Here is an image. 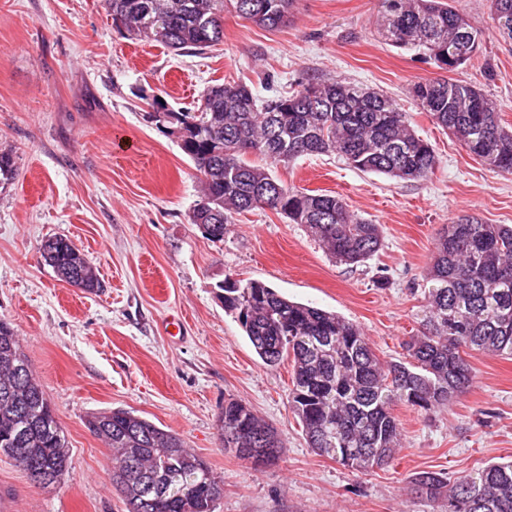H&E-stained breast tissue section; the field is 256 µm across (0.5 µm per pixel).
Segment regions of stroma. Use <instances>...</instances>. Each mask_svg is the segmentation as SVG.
Listing matches in <instances>:
<instances>
[{
  "instance_id": "35a3bbf8",
  "label": "stroma",
  "mask_w": 512,
  "mask_h": 512,
  "mask_svg": "<svg viewBox=\"0 0 512 512\" xmlns=\"http://www.w3.org/2000/svg\"><path fill=\"white\" fill-rule=\"evenodd\" d=\"M481 31L454 79L481 88L512 125V42L493 28L491 0H452ZM382 0H298L291 24L267 29L228 13L224 40L178 55L128 39L103 0H0V321L11 324L70 446L64 484L42 487L0 454V488L21 512H126L112 486V451L85 426L124 408L178 433L224 481L215 512H436L413 490L422 471L457 476L512 460V360L475 351L472 382L428 413L400 403L401 448L357 472L309 448L288 410L292 360L263 365L218 298L226 276L266 283L290 300L359 325L385 362L406 360L421 332L425 275L443 225L467 215L512 225V175L473 156L410 95L439 76L428 57L380 35ZM312 79H342L394 97L439 163L421 181L363 173L336 155L305 156L273 173L337 195L379 224L382 246L352 266L327 255L303 225L270 210L234 216L223 239L190 221L194 164L150 117L154 99L193 108L213 81L267 98ZM68 237L101 281L88 293L60 281L41 255ZM184 330H165L170 316ZM247 403L284 445L265 467L225 451L217 416Z\"/></svg>"
}]
</instances>
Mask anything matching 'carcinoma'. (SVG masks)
<instances>
[{"label":"carcinoma","mask_w":512,"mask_h":512,"mask_svg":"<svg viewBox=\"0 0 512 512\" xmlns=\"http://www.w3.org/2000/svg\"><path fill=\"white\" fill-rule=\"evenodd\" d=\"M127 36L174 52L207 50L224 39V13L275 29L291 21L295 0H104ZM494 28L512 40V0H491ZM380 33L390 45L415 50L452 72L468 64L482 33L447 0H383ZM410 94L488 168L512 174V130L482 89L447 76L417 82ZM162 130L179 131L182 151L201 176L202 196L190 216L214 239L232 215L269 208L304 225L334 259L362 264L382 245L379 225L354 215L338 196L286 185L254 155L288 164L336 154L352 168L392 179L423 180L433 172L432 145L410 125L392 97L341 80H312L261 103L245 83H216L192 109L174 111L156 99ZM42 256L57 277L93 292L100 283L87 256L63 237L46 239ZM425 280L422 334L406 343L409 360L386 363L362 329L332 312L288 300L252 279L219 285L224 311L238 319L267 367L293 361L288 410L308 446L356 471L382 467L399 450L394 407L428 412L448 404L471 381L464 350L512 358V226L463 216L438 232ZM224 447L274 448L251 457L275 461L277 431L240 400L217 417ZM89 431L112 449V484L127 512H214L224 482L191 453L176 432L116 408L91 414ZM0 453L20 467L69 471L67 437L11 327L0 322ZM143 473L160 497L129 483ZM413 488L448 512H512V463H490L454 479L423 471Z\"/></svg>","instance_id":"cac0c4a2"}]
</instances>
